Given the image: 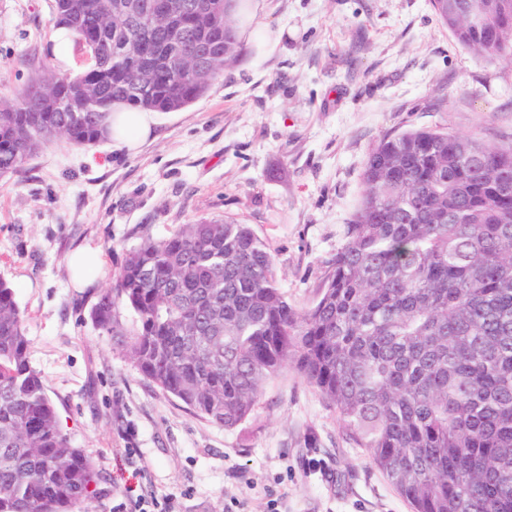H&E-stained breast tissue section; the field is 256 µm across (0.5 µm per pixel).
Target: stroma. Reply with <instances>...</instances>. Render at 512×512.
<instances>
[{"label":"stroma","instance_id":"1","mask_svg":"<svg viewBox=\"0 0 512 512\" xmlns=\"http://www.w3.org/2000/svg\"><path fill=\"white\" fill-rule=\"evenodd\" d=\"M52 0H0V96L49 52ZM241 60L187 108L158 114L134 153L57 138L0 179V277L15 290L60 424L106 476L169 512H412L295 369L226 428L145 380L91 318L126 253L193 218L230 216L265 242L308 309L363 191L369 148L440 128L512 145V64L463 47L430 0H247ZM100 256L76 281L70 255Z\"/></svg>","mask_w":512,"mask_h":512}]
</instances>
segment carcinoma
I'll return each instance as SVG.
<instances>
[{
  "label": "carcinoma",
  "instance_id": "1",
  "mask_svg": "<svg viewBox=\"0 0 512 512\" xmlns=\"http://www.w3.org/2000/svg\"><path fill=\"white\" fill-rule=\"evenodd\" d=\"M52 0L93 64L50 54L0 97V179L57 137L107 136L117 104L177 112L245 54L229 0ZM475 28L448 0L442 23L476 56L512 61V0H476ZM178 30L177 44L171 42ZM196 73L183 57L200 44ZM512 147L414 129L373 145L363 193L317 303L288 302L266 244L233 218H197L128 251L93 320L151 384L212 423L244 421L292 367L332 406L413 512H512ZM136 316L129 330L123 310ZM106 480L72 445L30 362L25 319L0 278V512H75Z\"/></svg>",
  "mask_w": 512,
  "mask_h": 512
}]
</instances>
